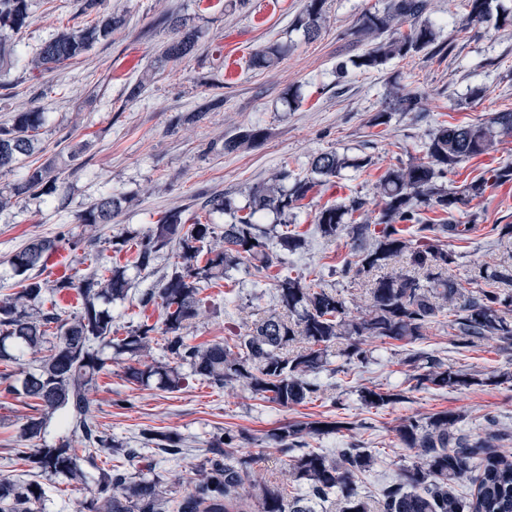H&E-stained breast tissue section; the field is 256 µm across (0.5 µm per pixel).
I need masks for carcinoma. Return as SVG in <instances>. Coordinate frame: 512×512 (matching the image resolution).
Returning a JSON list of instances; mask_svg holds the SVG:
<instances>
[{
    "label": "carcinoma",
    "instance_id": "obj_1",
    "mask_svg": "<svg viewBox=\"0 0 512 512\" xmlns=\"http://www.w3.org/2000/svg\"><path fill=\"white\" fill-rule=\"evenodd\" d=\"M324 0H307L298 18L308 38L317 37L324 23ZM428 0H387L383 10L364 14L353 35L374 42V46L352 60L363 71L378 70L392 59H405L433 46L435 25L423 19ZM33 0H0V72L20 69L42 77L76 59L96 44L107 40L126 25L121 14L102 13L97 0H85L83 12L91 19L66 27L45 41L30 56L18 50L17 35L32 18ZM467 24L475 26L490 15V0H467ZM409 31H402L403 24ZM173 37L162 49L168 61H178L197 52L200 35L178 15L169 20ZM281 49L271 45L254 54L251 66L269 68L279 59ZM423 94L394 86L372 119V126L386 125L396 112L421 111ZM47 115L38 107L17 112L12 122L0 126V170L10 169L31 156L39 142ZM512 136V111L495 112L485 120L465 125L441 123L425 145L424 155L389 167L376 183L382 207L374 220L359 221L366 201L352 198L346 204L325 205L315 214V232L328 242L345 235L351 241L350 258L336 270L343 278L368 277L390 267L408 254L411 264L422 271H392L372 280L368 312L350 316L347 300L338 291L305 284L301 277L275 280L277 308L254 323L234 344L211 342L191 344L187 328L199 314L201 293L209 284L224 279L229 270L244 264L260 284L269 270L281 261L279 252L301 247V234L286 230L290 212L306 199L315 186L330 182L349 168L366 166L337 151L321 153L311 162L308 175L300 177L286 167L250 189L247 212L240 214L224 193L206 196L202 209L232 214L224 234L215 239V227L200 219L188 225L180 209L163 212L153 226L137 236L112 237L116 254L133 252L122 264L100 265L74 280L62 277L47 285L41 279L46 258L58 251L62 239L36 238L9 259L18 290L0 300V363H13L27 351L40 355L32 372L8 384V392H20L38 401L41 412L31 415L17 428L18 447L10 449L29 467L33 479L16 481L0 477V512H46V489L42 480L62 478L67 484H86V466L105 457L108 467L97 468L93 496L84 512H316L315 505L336 498L338 512H512V455L496 449L504 439L497 431L472 439L461 433L459 414L439 411L426 420L405 419L395 432L400 445L416 453L417 461L399 468L396 483L369 501L357 490L359 476L370 471L375 457L363 448L336 449V457L314 451L306 439L338 433L344 423L315 420L288 424L269 431L263 443L276 449L284 460L282 480L258 477L254 459L239 457L231 448L242 437L226 431L213 436L198 469V478L180 498L168 490L150 463L130 470L139 455L137 448H125L112 440L88 416L90 389L105 369L103 351L126 363L128 382L156 387L167 392L181 390L187 380L180 367L188 365L191 375L222 387L241 382L254 394L282 407L300 404L317 391L309 376L328 364L338 340L346 338L340 356L345 363H364L366 339L393 340L412 344L425 336L430 325L445 312L453 319L454 345L470 348L486 337H495L503 348L512 347V292L501 288L467 291L448 277L456 254L441 243L439 236L461 237L469 225L455 223V213L469 201L480 198L491 185L512 180L507 163L488 177L480 176L461 187H445L443 179L456 173L462 162L487 152L500 138ZM266 133L258 127L243 130L224 141V152L259 146ZM58 176L51 165L31 167L17 182L0 190V207L27 196L58 194ZM121 200L106 195L79 215V223L95 230L119 215ZM444 215L439 223L427 212ZM272 213L284 230L269 237L260 227L264 214ZM370 240L369 249L362 242ZM170 251L172 270L153 288L138 294L137 304L145 310L160 309V321L130 325L125 335L112 330V315L105 304L128 298L132 280L128 267L148 271L159 254ZM512 282V265L499 270L479 269L474 280ZM76 291L80 308L68 314L52 304L45 308L46 295ZM160 347L165 360H147L151 349ZM410 366L419 370L412 380L416 386L463 390L472 386L512 382V373L487 378L446 365L436 357L416 352ZM369 406H384L398 395L379 387L360 391ZM71 429L72 437H61L51 445L42 444L52 419ZM81 438L82 449L73 445ZM143 443L165 457L182 454L184 440L172 433L149 429ZM475 482L471 500L458 488Z\"/></svg>",
    "mask_w": 512,
    "mask_h": 512
}]
</instances>
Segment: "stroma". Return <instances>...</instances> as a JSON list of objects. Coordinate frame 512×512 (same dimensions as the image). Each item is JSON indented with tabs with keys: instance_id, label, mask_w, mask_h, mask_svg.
Instances as JSON below:
<instances>
[{
	"instance_id": "obj_1",
	"label": "stroma",
	"mask_w": 512,
	"mask_h": 512,
	"mask_svg": "<svg viewBox=\"0 0 512 512\" xmlns=\"http://www.w3.org/2000/svg\"><path fill=\"white\" fill-rule=\"evenodd\" d=\"M304 0H102L103 9L125 15L124 28L113 32L85 55L34 81L21 71L0 76V124L12 113L38 106L48 121L40 136L41 150L13 170H0V187L18 180L27 167L55 164L68 197H29L0 211V298L16 291L9 258L37 237L67 235L68 244L50 255L43 279L78 278L97 263L112 262V236L146 232L161 212L178 207L186 218L200 216L205 194L228 193L236 207L249 204V190L270 177L281 164L306 174L312 159L338 151L366 160V167L344 170L338 184L317 185L291 217L307 233L302 249L285 256L277 270L302 275L307 282L339 290L350 309L365 306L369 285L339 277L338 268L350 253V241L326 242L310 231L316 212L351 196L363 197L367 216L379 209L377 179L410 157L422 156L424 145L441 121L468 122L512 109V0H492L489 19L470 29L461 21L466 0H429L427 18L446 50L388 61L381 71L349 66L351 57L367 50L351 34L358 19L383 9L386 0H324L325 22L316 38L297 25ZM175 13L196 27L201 50L179 61H163L160 50L170 38L164 22ZM86 20L81 0H44L20 36L23 51H35L59 29ZM281 45L279 62L267 69L250 66L253 53ZM345 73H337L339 62ZM143 82L140 98L128 100L126 88ZM421 90L422 109L393 115L384 130L371 120L392 84ZM220 96L224 104L195 121L187 116L204 99ZM257 125L266 140L258 147L225 153V139L240 128ZM86 148L77 165H67L68 148ZM124 204L113 224L105 226L95 246L83 245L79 213L106 194ZM475 218L464 237L447 238L457 262L448 274L472 290L478 269H493L512 253V242L497 228L512 224V182L488 188L471 201L460 222ZM77 249H70L71 241ZM203 313L188 328L190 343L230 341L247 332L254 320L276 306L272 285L254 286L245 268L231 270L220 285L203 294ZM368 360L344 365L332 357L331 368L316 377L319 391L305 402L282 407L232 383L222 388L193 376L184 389L165 392L128 383L122 365L108 364L91 392V416L107 434L139 449L156 463L173 497L191 486L207 440L227 430L241 434L237 452L256 459L254 469L269 479L281 476L282 456L262 447L269 430L294 421L333 419L347 430L313 437L312 448L333 453L356 441L375 452L378 461L360 492L375 496L395 482L401 465L415 461L413 450L401 447L396 426L409 417L427 418L441 410L459 412L465 434L478 437L495 428L506 433L500 444L512 453V388L474 386L463 391L413 388L407 345L377 339L365 342ZM417 349L444 364L487 377L512 372V349L489 338L480 346L460 349L451 342L447 316L438 317ZM377 386L400 393L395 404L364 406L359 391ZM35 402L0 387V476L25 477L26 467L9 453L15 425L33 414ZM180 435L185 447L174 460L155 455L140 442L142 429Z\"/></svg>"
}]
</instances>
